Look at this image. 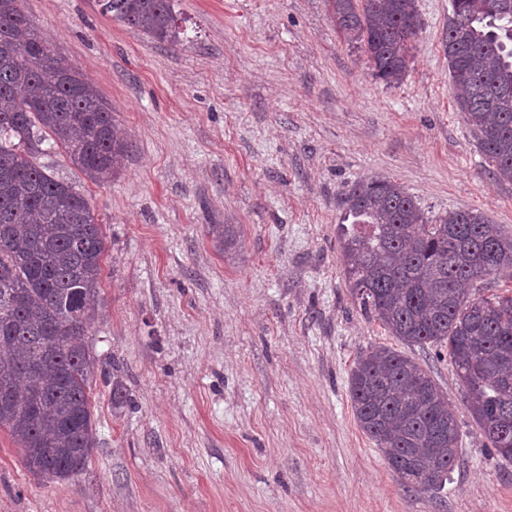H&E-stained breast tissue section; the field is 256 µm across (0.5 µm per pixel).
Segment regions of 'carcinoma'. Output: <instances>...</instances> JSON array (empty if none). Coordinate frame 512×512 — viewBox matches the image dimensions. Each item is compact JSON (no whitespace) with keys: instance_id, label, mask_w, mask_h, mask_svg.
<instances>
[{"instance_id":"carcinoma-1","label":"carcinoma","mask_w":512,"mask_h":512,"mask_svg":"<svg viewBox=\"0 0 512 512\" xmlns=\"http://www.w3.org/2000/svg\"><path fill=\"white\" fill-rule=\"evenodd\" d=\"M112 20L180 42L173 0H97ZM344 39L373 76L401 83L421 28L416 0H328ZM457 107L494 174L512 182V0H452L445 36ZM60 147L95 184L132 150L117 112L39 36L22 0H0V430L33 474L67 480L97 447L88 336L104 311L102 225L87 198L37 162ZM345 275L361 309L407 346L448 350L466 407L496 459L512 462V235L473 210L431 221L399 183L370 177L345 197ZM238 247L234 224H209ZM477 293H471V290ZM112 367V407L130 403ZM349 394L361 430L405 487L445 485L459 458L448 397L414 358L388 345L359 353Z\"/></svg>"}]
</instances>
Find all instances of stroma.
Returning <instances> with one entry per match:
<instances>
[{
    "label": "stroma",
    "instance_id": "obj_1",
    "mask_svg": "<svg viewBox=\"0 0 512 512\" xmlns=\"http://www.w3.org/2000/svg\"><path fill=\"white\" fill-rule=\"evenodd\" d=\"M401 84L372 75L327 0H174L181 44L100 14L95 0H24L39 34L92 79L133 141L96 185L61 151L39 162L89 201L107 240L94 367L99 444L66 481L30 473L0 431V512H512L448 357L409 348L454 409L461 454L415 493L358 427L349 374L395 346L361 309L340 249L343 199L392 179L429 219L477 210L512 234L497 179L456 103L443 39L451 0H417ZM236 225L224 256L206 233Z\"/></svg>",
    "mask_w": 512,
    "mask_h": 512
}]
</instances>
